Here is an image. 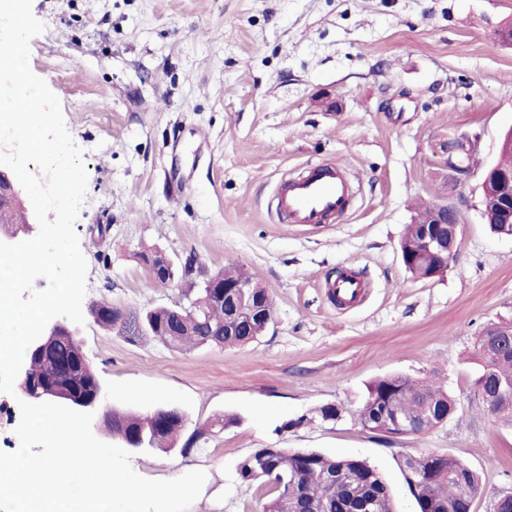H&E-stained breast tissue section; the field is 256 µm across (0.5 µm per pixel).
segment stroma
<instances>
[{
	"label": "stroma",
	"instance_id": "35a3bbf8",
	"mask_svg": "<svg viewBox=\"0 0 512 512\" xmlns=\"http://www.w3.org/2000/svg\"><path fill=\"white\" fill-rule=\"evenodd\" d=\"M44 31L30 67L57 96L82 150L87 193L74 230L87 261L83 307L108 299L144 310L182 302L224 267L245 268L270 294L274 321L256 341L170 349L132 343L85 317L84 353L112 406L146 413L177 404L190 454L135 455L169 480L201 470L189 512H261L239 463L259 448L314 449L366 460L394 512H418L406 457L434 453L480 477L474 512L512 491V428L475 394V338L512 324V238L477 208L483 173L512 128V0H32ZM479 135L463 188L445 189L439 146ZM309 163L348 169L352 208L329 224H287L279 183ZM461 213L458 257L433 279L404 267L400 242L420 206ZM176 276L157 287L142 251ZM367 283L340 310L336 270ZM430 377L457 408L421 435H384L353 417L368 385ZM342 408L322 420L320 407ZM237 416L220 428L218 419Z\"/></svg>",
	"mask_w": 512,
	"mask_h": 512
}]
</instances>
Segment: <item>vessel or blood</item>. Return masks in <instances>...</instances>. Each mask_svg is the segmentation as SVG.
<instances>
[{"label": "vessel or blood", "instance_id": "vessel-or-blood-1", "mask_svg": "<svg viewBox=\"0 0 512 512\" xmlns=\"http://www.w3.org/2000/svg\"><path fill=\"white\" fill-rule=\"evenodd\" d=\"M353 195L352 182L344 168L333 164H309L281 185L277 211L291 224H326L350 209ZM363 293V282L349 274L327 284L328 296L346 305L358 303Z\"/></svg>", "mask_w": 512, "mask_h": 512}]
</instances>
